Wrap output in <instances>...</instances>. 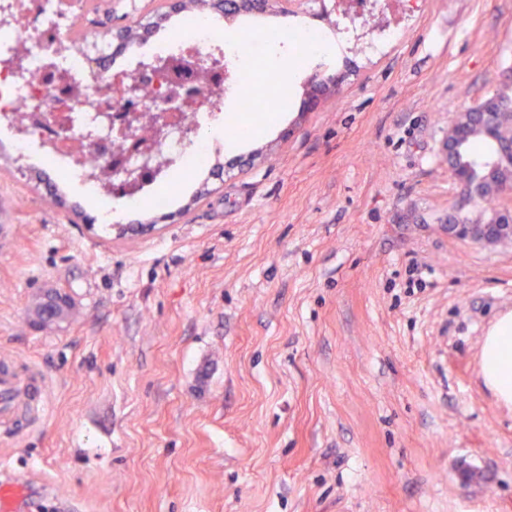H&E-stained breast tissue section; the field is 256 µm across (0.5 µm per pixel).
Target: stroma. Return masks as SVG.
I'll list each match as a JSON object with an SVG mask.
<instances>
[{
  "label": "stroma",
  "mask_w": 512,
  "mask_h": 512,
  "mask_svg": "<svg viewBox=\"0 0 512 512\" xmlns=\"http://www.w3.org/2000/svg\"><path fill=\"white\" fill-rule=\"evenodd\" d=\"M337 0L230 19L233 76L261 68L285 105L179 178L164 209L74 188L39 147L0 130V357L38 372L46 405L0 421V462L28 498L69 512H512V405L480 372L483 338L512 311V243L483 246L449 216L487 212L452 177L460 115L512 96V0ZM115 50L150 57L180 0H112ZM316 30L324 47L258 51L252 33ZM347 73L303 113L314 69ZM132 227L120 237L99 223ZM73 300L41 329L33 299Z\"/></svg>",
  "instance_id": "1"
}]
</instances>
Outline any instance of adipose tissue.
Wrapping results in <instances>:
<instances>
[{"label":"adipose tissue","instance_id":"ef3b65f1","mask_svg":"<svg viewBox=\"0 0 512 512\" xmlns=\"http://www.w3.org/2000/svg\"><path fill=\"white\" fill-rule=\"evenodd\" d=\"M481 375L499 401L512 403V313L501 316L486 336Z\"/></svg>","mask_w":512,"mask_h":512}]
</instances>
